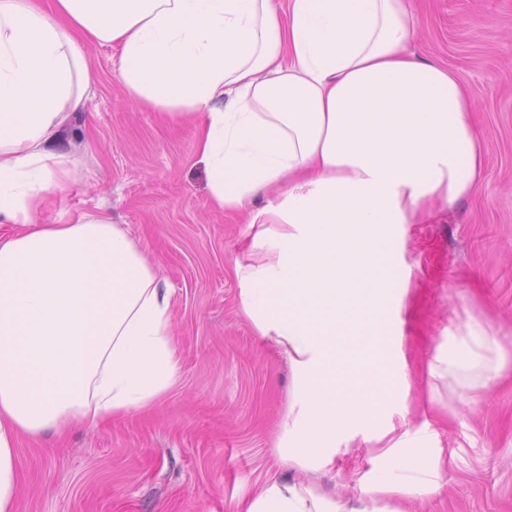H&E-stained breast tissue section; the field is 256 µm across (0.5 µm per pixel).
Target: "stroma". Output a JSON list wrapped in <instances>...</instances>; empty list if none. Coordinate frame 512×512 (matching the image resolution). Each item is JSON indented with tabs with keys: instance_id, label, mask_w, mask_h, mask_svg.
Segmentation results:
<instances>
[{
	"instance_id": "stroma-1",
	"label": "stroma",
	"mask_w": 512,
	"mask_h": 512,
	"mask_svg": "<svg viewBox=\"0 0 512 512\" xmlns=\"http://www.w3.org/2000/svg\"><path fill=\"white\" fill-rule=\"evenodd\" d=\"M411 45L451 70L477 99L486 165L475 191L425 224L395 225L391 253L410 283L394 329L408 359L412 427L428 424L444 450L445 489L410 512H512V0H414ZM98 75L64 131L78 160L44 224L83 213L124 225L173 295L177 383L148 411L66 438L17 442L19 512H232L267 478L285 477L272 444L291 374L240 314L235 259L247 227L215 211L191 123L169 124L132 103L115 50H89ZM479 319L495 336L500 375L485 385L440 386L428 399L427 361L456 323ZM368 450L336 460L317 485L341 498L367 468Z\"/></svg>"
}]
</instances>
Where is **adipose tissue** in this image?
Returning a JSON list of instances; mask_svg holds the SVG:
<instances>
[{"label":"adipose tissue","mask_w":512,"mask_h":512,"mask_svg":"<svg viewBox=\"0 0 512 512\" xmlns=\"http://www.w3.org/2000/svg\"><path fill=\"white\" fill-rule=\"evenodd\" d=\"M417 24L410 0H0V512H17L20 435L147 409L180 369L171 290L124 226L36 220L75 164L56 144L94 45L117 50L132 102L194 123L213 208L246 214L239 309L292 370L274 448L292 476L233 512H408L442 494L395 370L408 282L385 242L473 193L485 146L469 89L411 50ZM492 342L460 325L425 366L430 392L496 376ZM357 440L372 451L353 498L307 481Z\"/></svg>","instance_id":"obj_1"}]
</instances>
